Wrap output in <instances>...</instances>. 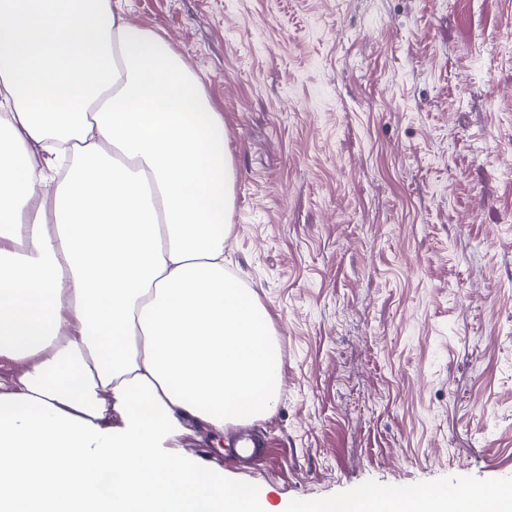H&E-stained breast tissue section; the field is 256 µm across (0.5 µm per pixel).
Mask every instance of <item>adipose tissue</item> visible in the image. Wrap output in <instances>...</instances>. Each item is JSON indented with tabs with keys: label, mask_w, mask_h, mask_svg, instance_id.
<instances>
[{
	"label": "adipose tissue",
	"mask_w": 512,
	"mask_h": 512,
	"mask_svg": "<svg viewBox=\"0 0 512 512\" xmlns=\"http://www.w3.org/2000/svg\"><path fill=\"white\" fill-rule=\"evenodd\" d=\"M235 170L192 67L112 0H0V512H270L164 447L270 415L273 322L224 270ZM344 512H512L371 491Z\"/></svg>",
	"instance_id": "1"
}]
</instances>
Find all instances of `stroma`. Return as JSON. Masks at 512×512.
I'll return each mask as SVG.
<instances>
[{
    "mask_svg": "<svg viewBox=\"0 0 512 512\" xmlns=\"http://www.w3.org/2000/svg\"><path fill=\"white\" fill-rule=\"evenodd\" d=\"M223 112L224 266L284 373L239 460L274 505L396 485L512 495V0H122Z\"/></svg>",
    "mask_w": 512,
    "mask_h": 512,
    "instance_id": "35a3bbf8",
    "label": "stroma"
}]
</instances>
